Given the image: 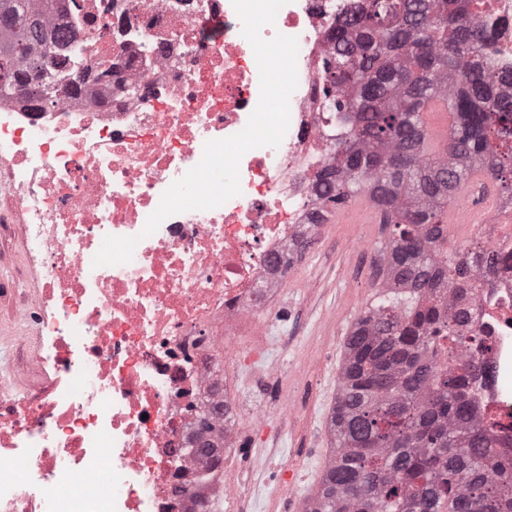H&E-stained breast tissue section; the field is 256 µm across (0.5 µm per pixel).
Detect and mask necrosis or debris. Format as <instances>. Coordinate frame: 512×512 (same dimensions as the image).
Instances as JSON below:
<instances>
[{"label": "necrosis or debris", "mask_w": 512, "mask_h": 512, "mask_svg": "<svg viewBox=\"0 0 512 512\" xmlns=\"http://www.w3.org/2000/svg\"><path fill=\"white\" fill-rule=\"evenodd\" d=\"M354 0H289L264 38H297L298 85L279 146L246 152L241 192L223 205L143 229L164 191L197 165L204 145L246 126L260 96L259 71L232 0H77L53 24L86 52L76 67L112 60V83L71 85L33 112L0 101V164L22 206L29 257L44 270L40 293L21 308L44 340L46 392L0 400V512H199L220 500L252 512L247 475L224 471L232 448L265 430L274 409L231 393L213 364L260 355L270 381L283 377L272 350V309L286 281L277 264L316 237L315 176L345 135L324 108L330 33ZM493 33L495 70L512 73V0H480ZM223 25L214 36V25ZM512 197L481 224H453L455 244L495 255L481 268L471 392L512 447ZM134 236L129 263L94 265L105 236ZM214 410L224 450L217 462L189 451L197 417ZM108 459L104 476L63 491L72 476Z\"/></svg>", "instance_id": "obj_1"}]
</instances>
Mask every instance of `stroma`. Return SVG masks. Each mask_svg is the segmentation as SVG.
I'll return each mask as SVG.
<instances>
[{
  "instance_id": "1",
  "label": "stroma",
  "mask_w": 512,
  "mask_h": 512,
  "mask_svg": "<svg viewBox=\"0 0 512 512\" xmlns=\"http://www.w3.org/2000/svg\"><path fill=\"white\" fill-rule=\"evenodd\" d=\"M362 236L368 243L361 249L355 241ZM380 237L377 224L332 222L323 225L320 242L292 262L281 302L288 334L281 359L305 431L288 436L286 424L274 419L266 432L246 435L236 449L260 490L254 512H302L316 489L331 452L327 419L336 400L344 342L378 288L375 247ZM41 285V269L27 255L19 206L0 192V398H18L50 382L39 370L34 324L17 314ZM17 366L31 368L32 376L17 379ZM288 476L294 490L287 496L282 483Z\"/></svg>"
}]
</instances>
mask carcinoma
I'll return each mask as SVG.
<instances>
[{
    "mask_svg": "<svg viewBox=\"0 0 512 512\" xmlns=\"http://www.w3.org/2000/svg\"><path fill=\"white\" fill-rule=\"evenodd\" d=\"M475 0H357L331 32L322 94L347 127L319 172L320 223L365 194L389 237L381 289L344 344L332 452L304 512H512V457L469 391L466 350L479 265L448 253L455 190L481 171L512 193V75L489 64ZM60 0H0V99L52 103L70 67L49 33ZM444 98L443 154L421 114Z\"/></svg>",
    "mask_w": 512,
    "mask_h": 512,
    "instance_id": "1",
    "label": "carcinoma"
}]
</instances>
